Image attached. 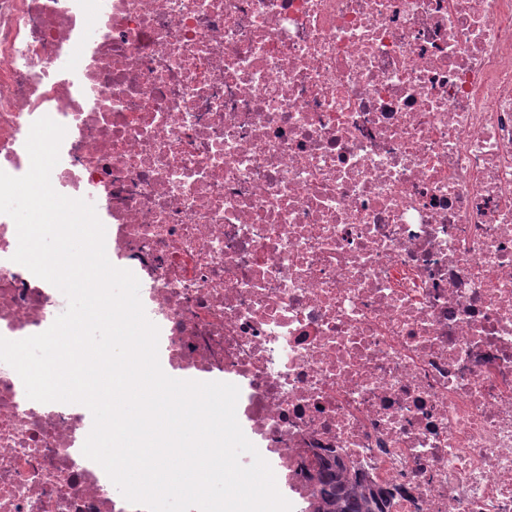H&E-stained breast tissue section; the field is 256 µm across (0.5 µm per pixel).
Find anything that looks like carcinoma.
<instances>
[{"instance_id":"1","label":"carcinoma","mask_w":512,"mask_h":512,"mask_svg":"<svg viewBox=\"0 0 512 512\" xmlns=\"http://www.w3.org/2000/svg\"><path fill=\"white\" fill-rule=\"evenodd\" d=\"M320 490L305 512H388L392 492L373 490L341 464H324L318 478Z\"/></svg>"}]
</instances>
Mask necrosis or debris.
Listing matches in <instances>:
<instances>
[{"mask_svg":"<svg viewBox=\"0 0 512 512\" xmlns=\"http://www.w3.org/2000/svg\"><path fill=\"white\" fill-rule=\"evenodd\" d=\"M45 116L280 484L337 458L390 512H512V0H0L1 171ZM16 249L0 214L10 340L55 307ZM92 425L0 362V512H140Z\"/></svg>","mask_w":512,"mask_h":512,"instance_id":"4bbe7bcc","label":"necrosis or debris"}]
</instances>
